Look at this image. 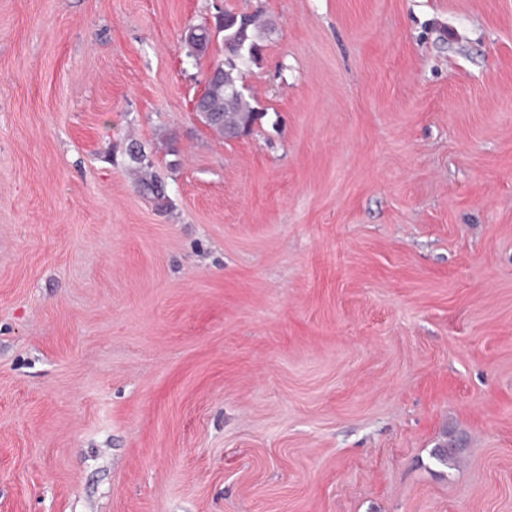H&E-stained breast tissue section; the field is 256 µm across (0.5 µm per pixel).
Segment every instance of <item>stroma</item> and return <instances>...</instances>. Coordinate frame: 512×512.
I'll return each mask as SVG.
<instances>
[{
  "label": "stroma",
  "mask_w": 512,
  "mask_h": 512,
  "mask_svg": "<svg viewBox=\"0 0 512 512\" xmlns=\"http://www.w3.org/2000/svg\"><path fill=\"white\" fill-rule=\"evenodd\" d=\"M0 512H512V0H0ZM235 18L237 23L230 28L225 27L222 31L224 51L226 39L231 37L238 38L239 43L243 44L242 50L233 56L224 55V61L217 63L223 68L222 76L213 82L211 81L219 76V70L216 65H211L200 88L188 102L189 112H197L203 103L206 87L210 83L204 110L198 116L202 123L225 138L238 136L239 132L252 122L256 113L243 89V70L258 60V47L262 48L255 33V19L253 21L252 17L248 16L247 21H243L242 15L224 9L225 26H229Z\"/></svg>",
  "instance_id": "stroma-1"
}]
</instances>
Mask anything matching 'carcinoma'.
<instances>
[{
  "instance_id": "cac0c4a2",
  "label": "carcinoma",
  "mask_w": 512,
  "mask_h": 512,
  "mask_svg": "<svg viewBox=\"0 0 512 512\" xmlns=\"http://www.w3.org/2000/svg\"><path fill=\"white\" fill-rule=\"evenodd\" d=\"M224 19L228 27L223 29L224 38L236 37L243 44L242 50L233 56H224L218 63L223 68L222 76L210 83L208 96L205 99L204 110L199 118L207 127L215 130L226 138H233L252 122L256 113L255 107L246 98L243 89L244 69L258 60L257 51L260 47L255 33L256 23L252 17L242 19L237 13L226 10ZM211 42L204 31L187 40L189 52L187 57L197 58L206 52ZM459 447V439L448 434V439L432 451V457L442 465L454 461Z\"/></svg>"
}]
</instances>
